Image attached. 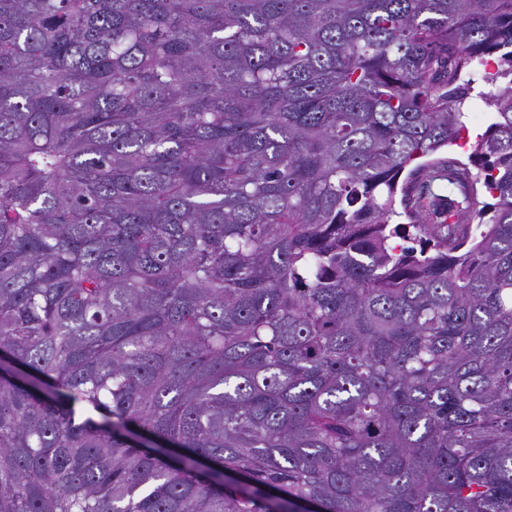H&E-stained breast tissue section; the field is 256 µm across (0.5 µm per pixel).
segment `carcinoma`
Masks as SVG:
<instances>
[{
  "label": "carcinoma",
  "mask_w": 512,
  "mask_h": 512,
  "mask_svg": "<svg viewBox=\"0 0 512 512\" xmlns=\"http://www.w3.org/2000/svg\"><path fill=\"white\" fill-rule=\"evenodd\" d=\"M307 503L512 512V0H0V512ZM466 112L464 121L467 129L462 132L457 145L451 149V154L464 160L467 159L471 146L484 133L487 125L484 120V107L479 100L472 102Z\"/></svg>",
  "instance_id": "1"
}]
</instances>
